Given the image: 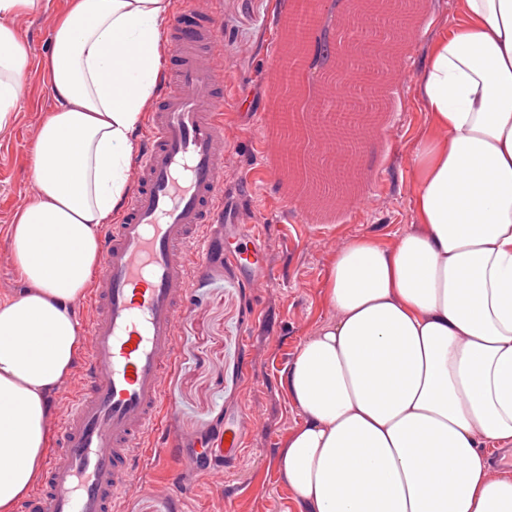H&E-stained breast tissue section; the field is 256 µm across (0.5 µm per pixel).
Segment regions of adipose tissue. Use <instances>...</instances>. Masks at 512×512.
Instances as JSON below:
<instances>
[{
    "label": "adipose tissue",
    "instance_id": "1",
    "mask_svg": "<svg viewBox=\"0 0 512 512\" xmlns=\"http://www.w3.org/2000/svg\"><path fill=\"white\" fill-rule=\"evenodd\" d=\"M42 4L0 0V132L29 57L11 20ZM170 18L171 0H71L53 28L41 67L58 107L9 226L25 286L0 300V512L39 479ZM418 83L415 222L392 248L338 250L322 292L335 316L281 376L302 422L277 469L299 512H512L487 452L512 445V0H458Z\"/></svg>",
    "mask_w": 512,
    "mask_h": 512
}]
</instances>
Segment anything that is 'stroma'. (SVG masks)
Returning a JSON list of instances; mask_svg holds the SVG:
<instances>
[{
    "label": "stroma",
    "instance_id": "stroma-1",
    "mask_svg": "<svg viewBox=\"0 0 512 512\" xmlns=\"http://www.w3.org/2000/svg\"><path fill=\"white\" fill-rule=\"evenodd\" d=\"M37 14L14 19L27 44L30 62L13 126L0 133V298L21 290L8 227L35 196L32 146L44 117L55 110L39 62L51 47L56 18L68 0H45ZM289 0H194L193 9L214 12L224 67V135L228 145L225 207L249 212L262 225L259 242L268 272L259 287L248 286L233 263L236 250L250 246L248 236L226 238L224 265L194 279L192 313L179 327L175 361L165 376L175 427L202 434L223 429L230 415L256 417L235 458L209 457L193 450L168 449V431L146 437L161 464L140 466L139 489L120 501L121 512H176V497L189 492L188 512H295L293 495L281 481L275 450L302 421L279 385L282 372L300 345L333 312L322 285L337 251L360 237L392 246L415 216L412 204L411 144L426 123L417 99L416 76L426 47L451 20L456 0H422L426 34L411 33L398 48L411 76L383 85L385 109L363 139L348 175L357 194H369L368 209L304 205L297 219L293 198L306 194L304 179L270 180L247 191L251 176L274 171L280 159L262 147L259 113L271 112L275 81L265 57L281 36L279 19Z\"/></svg>",
    "mask_w": 512,
    "mask_h": 512
}]
</instances>
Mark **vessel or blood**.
Returning a JSON list of instances; mask_svg holds the SVG:
<instances>
[{
    "label": "vessel or blood",
    "instance_id": "vessel-or-blood-1",
    "mask_svg": "<svg viewBox=\"0 0 512 512\" xmlns=\"http://www.w3.org/2000/svg\"><path fill=\"white\" fill-rule=\"evenodd\" d=\"M318 17L310 0H292L281 16V41L268 50L277 77L295 78L302 43ZM172 59L151 109L145 144L131 165V197L104 237L102 263L87 301L92 312L80 368L87 383L57 421L59 445L22 512H112L136 489L142 438L162 425L164 373L175 358L177 329L191 312L190 288L211 267L217 240L251 232L239 211H222L224 194V71L212 58L220 42L210 21L172 18L163 33ZM263 146L294 157L280 116L262 118ZM247 283L266 275L264 254L238 253ZM252 419L226 420L216 448L235 456Z\"/></svg>",
    "mask_w": 512,
    "mask_h": 512
}]
</instances>
